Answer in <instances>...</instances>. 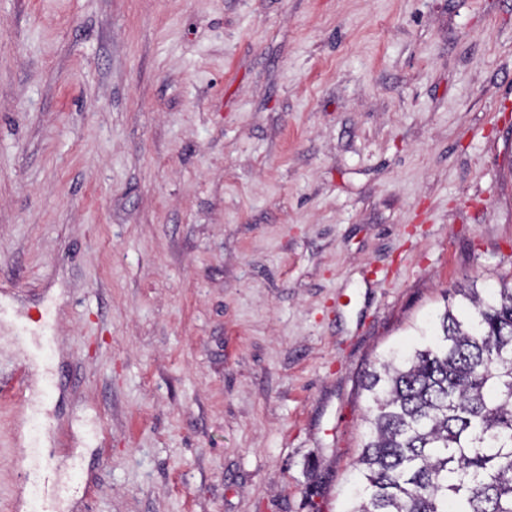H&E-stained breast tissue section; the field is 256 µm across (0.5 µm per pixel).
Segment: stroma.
Masks as SVG:
<instances>
[{
    "instance_id": "35a3bbf8",
    "label": "stroma",
    "mask_w": 512,
    "mask_h": 512,
    "mask_svg": "<svg viewBox=\"0 0 512 512\" xmlns=\"http://www.w3.org/2000/svg\"><path fill=\"white\" fill-rule=\"evenodd\" d=\"M503 278L512 0H0V512L32 443L72 512H344L365 372ZM19 335L26 340V348L20 349L23 358L27 359L29 354L35 356L37 354H45L50 346L53 336H49L50 326L46 321L35 329L29 324H23L19 328Z\"/></svg>"
}]
</instances>
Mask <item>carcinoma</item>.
<instances>
[{"instance_id":"obj_1","label":"carcinoma","mask_w":512,"mask_h":512,"mask_svg":"<svg viewBox=\"0 0 512 512\" xmlns=\"http://www.w3.org/2000/svg\"><path fill=\"white\" fill-rule=\"evenodd\" d=\"M455 295L366 374L345 512H512V283Z\"/></svg>"}]
</instances>
